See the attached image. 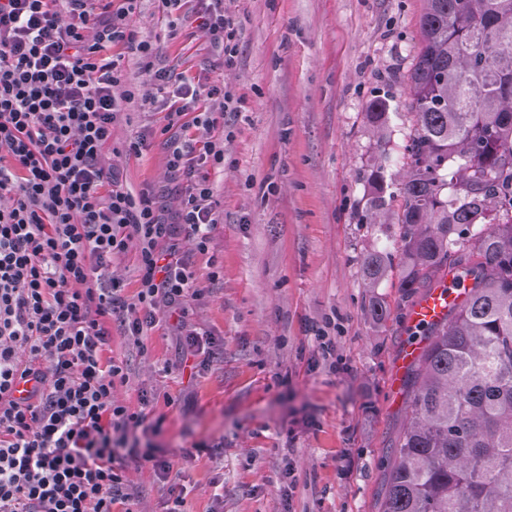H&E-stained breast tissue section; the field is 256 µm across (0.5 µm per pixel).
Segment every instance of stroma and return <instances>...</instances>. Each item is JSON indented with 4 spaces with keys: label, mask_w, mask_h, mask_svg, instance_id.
I'll return each instance as SVG.
<instances>
[{
    "label": "stroma",
    "mask_w": 512,
    "mask_h": 512,
    "mask_svg": "<svg viewBox=\"0 0 512 512\" xmlns=\"http://www.w3.org/2000/svg\"><path fill=\"white\" fill-rule=\"evenodd\" d=\"M424 0H224L238 27L236 62L193 36L191 5L175 17L141 0L129 24L155 47L157 66L192 86L220 85L240 98L224 127V167L210 173L223 221L200 276L220 277L191 302L189 326L224 353L204 371L181 367L182 338L160 323L138 355L120 331L112 357L127 375L112 399L159 433L143 442L182 459V512H378L388 448L405 396L388 375L409 337L397 276L378 293L390 316L374 324L359 260L393 241L368 222L365 173L380 150L366 112L389 95L401 150L414 117L407 84ZM135 97L112 129L106 165L129 188L164 185L163 96L129 55ZM148 135L141 155L131 141ZM324 342H317V335ZM154 394L149 404L142 393ZM136 497L114 512H164L150 466L122 472Z\"/></svg>",
    "instance_id": "obj_1"
}]
</instances>
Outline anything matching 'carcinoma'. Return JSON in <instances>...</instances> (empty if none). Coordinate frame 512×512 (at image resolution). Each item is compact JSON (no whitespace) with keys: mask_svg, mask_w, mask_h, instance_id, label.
I'll use <instances>...</instances> for the list:
<instances>
[{"mask_svg":"<svg viewBox=\"0 0 512 512\" xmlns=\"http://www.w3.org/2000/svg\"><path fill=\"white\" fill-rule=\"evenodd\" d=\"M420 33L396 193L399 288L412 298L449 268L472 284L407 371L379 512H512V0H425ZM367 117L384 163L367 175L366 208L383 225L397 113L377 96ZM392 267L388 252L360 259L378 325L389 309L375 288Z\"/></svg>","mask_w":512,"mask_h":512,"instance_id":"cac0c4a2","label":"carcinoma"}]
</instances>
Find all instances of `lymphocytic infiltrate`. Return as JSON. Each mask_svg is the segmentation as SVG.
Returning a JSON list of instances; mask_svg holds the SVG:
<instances>
[{"label": "lymphocytic infiltrate", "mask_w": 512, "mask_h": 512, "mask_svg": "<svg viewBox=\"0 0 512 512\" xmlns=\"http://www.w3.org/2000/svg\"><path fill=\"white\" fill-rule=\"evenodd\" d=\"M138 2L0 0V512H112L134 497L118 471L129 461L151 465L168 493L165 512L183 503L172 458L136 438L160 423L112 401L126 378L110 356L112 328L144 354L166 316L184 330L195 369L219 355L187 324L191 302L206 293L191 255L208 252L219 222L205 168L223 165L224 119L239 108L217 85L183 84L167 100L174 216L155 190L132 191L104 165L132 98L112 46L140 55L159 88L172 79L127 23ZM198 2L197 32L232 66L236 28L223 0ZM205 96L222 107H204ZM184 236L194 252L182 248ZM132 245L138 291L128 297L112 261ZM20 381L32 385L21 401L12 395Z\"/></svg>", "instance_id": "obj_1"}]
</instances>
